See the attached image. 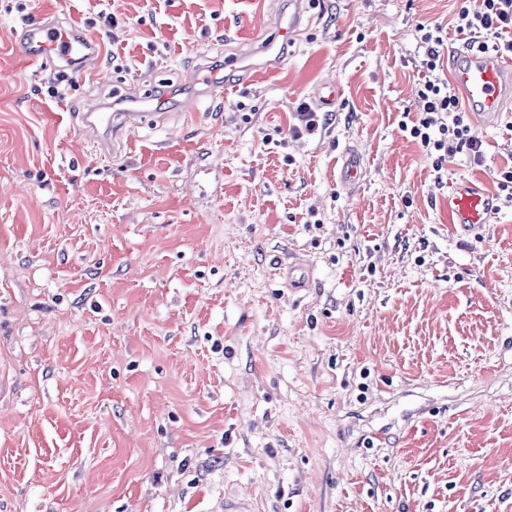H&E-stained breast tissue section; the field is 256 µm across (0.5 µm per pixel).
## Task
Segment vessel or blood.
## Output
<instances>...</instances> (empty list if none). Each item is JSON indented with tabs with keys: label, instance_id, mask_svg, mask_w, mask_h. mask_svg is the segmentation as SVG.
Returning <instances> with one entry per match:
<instances>
[{
	"label": "vessel or blood",
	"instance_id": "1",
	"mask_svg": "<svg viewBox=\"0 0 512 512\" xmlns=\"http://www.w3.org/2000/svg\"><path fill=\"white\" fill-rule=\"evenodd\" d=\"M300 25L299 15H292L286 26L280 27L278 40L265 38L256 32L260 52L266 54L265 68L282 64L279 42L289 41ZM21 53L31 61L62 64L65 69L80 74L99 54L97 40L77 26L62 29L52 23L36 22L25 29L19 40ZM454 76L466 103L478 125H486L498 115L506 97H512V59L498 53L472 50L456 51L453 58ZM138 113L89 112L87 123L103 127L104 140L122 134L125 126L137 124ZM493 202L483 190L467 180L452 182L448 193V221L457 235L467 236L482 230L493 214Z\"/></svg>",
	"mask_w": 512,
	"mask_h": 512
}]
</instances>
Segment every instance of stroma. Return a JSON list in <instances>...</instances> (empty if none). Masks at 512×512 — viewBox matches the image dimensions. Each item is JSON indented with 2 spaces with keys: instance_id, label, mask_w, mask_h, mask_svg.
Listing matches in <instances>:
<instances>
[{
  "instance_id": "1",
  "label": "stroma",
  "mask_w": 512,
  "mask_h": 512,
  "mask_svg": "<svg viewBox=\"0 0 512 512\" xmlns=\"http://www.w3.org/2000/svg\"><path fill=\"white\" fill-rule=\"evenodd\" d=\"M482 5L304 0L269 71L291 0H0V512H512V207L448 222L452 180L496 197L512 101L480 167L402 130L417 25L460 47ZM34 18L100 45L64 96ZM97 109L142 115L110 157ZM319 112H315L306 103H300L297 112H294V119L297 123H293L289 127V135L294 138H301L304 134L313 135L322 130L323 123Z\"/></svg>"
}]
</instances>
